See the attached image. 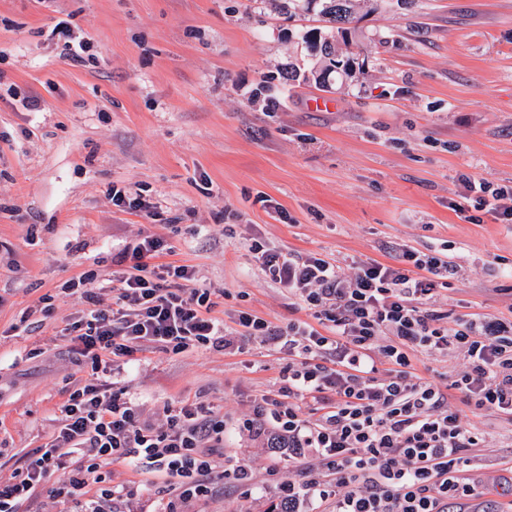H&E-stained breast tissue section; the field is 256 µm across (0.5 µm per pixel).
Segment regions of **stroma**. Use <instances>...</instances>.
Instances as JSON below:
<instances>
[{
	"mask_svg": "<svg viewBox=\"0 0 512 512\" xmlns=\"http://www.w3.org/2000/svg\"><path fill=\"white\" fill-rule=\"evenodd\" d=\"M62 20L94 41L97 63L61 56ZM318 24L277 0H0V477L48 442L55 411L89 376L67 355L77 304L62 285L107 278L142 233L174 246L161 262L195 267L227 323L242 311L281 326L309 317L258 270L253 237L345 269L444 249L459 272L429 307L512 314V224L458 196L464 174L512 185V0L359 11L358 78L320 89L301 40ZM23 95L42 111L23 110ZM115 186L156 216L113 205ZM288 363L257 340L241 352H134L144 418L203 402L224 420L217 465L253 476L186 503L164 478L116 462L113 478L137 490L130 512H269L281 479L318 467L243 427ZM466 421L489 435L469 473L476 492L451 512H512V422Z\"/></svg>",
	"mask_w": 512,
	"mask_h": 512,
	"instance_id": "1",
	"label": "stroma"
}]
</instances>
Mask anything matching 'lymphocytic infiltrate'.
Listing matches in <instances>:
<instances>
[{
	"label": "lymphocytic infiltrate",
	"mask_w": 512,
	"mask_h": 512,
	"mask_svg": "<svg viewBox=\"0 0 512 512\" xmlns=\"http://www.w3.org/2000/svg\"><path fill=\"white\" fill-rule=\"evenodd\" d=\"M169 251L148 233L125 245L107 280L111 306H103L95 275L65 286L79 307L69 334L91 374L59 407L51 443L0 480V512L34 504L56 472L61 501L98 486L84 512L127 501L131 490L109 476L115 460L160 473L180 499L208 495L217 478L210 445L223 441V420L194 402L164 407L165 423L155 427L141 419L112 363L146 343L182 353L239 350L257 338L297 362L287 384L257 402L250 428L285 442L291 457L317 454L325 467L324 476L279 483L288 512L326 504L332 512H448L449 500L473 494L467 472L487 438L465 424L463 410L512 420V318L452 320L427 308L439 280L457 273L451 257L404 248L395 263L360 261L346 271L334 259L252 239L248 251L259 270L312 315L282 327L250 312L229 324L212 317L210 289L198 287L194 266L160 262ZM448 351L463 357L448 390L412 374L417 355ZM452 392L462 406L450 403ZM309 398L325 402L314 421L302 413Z\"/></svg>",
	"instance_id": "lymphocytic-infiltrate-1"
}]
</instances>
